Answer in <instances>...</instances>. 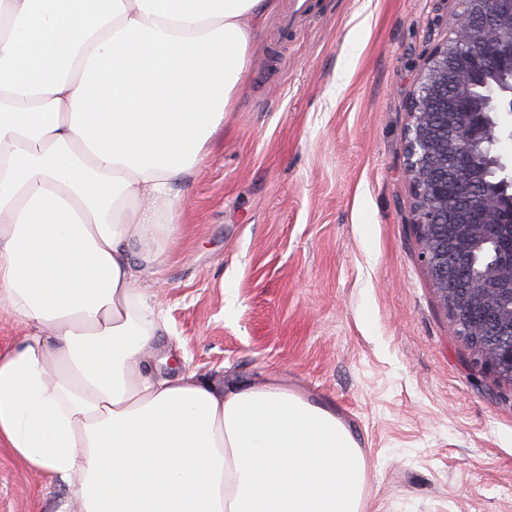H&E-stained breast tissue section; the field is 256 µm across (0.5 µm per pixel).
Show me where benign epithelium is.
Segmentation results:
<instances>
[{
  "mask_svg": "<svg viewBox=\"0 0 512 512\" xmlns=\"http://www.w3.org/2000/svg\"><path fill=\"white\" fill-rule=\"evenodd\" d=\"M455 3L448 36L432 49L427 71L410 101L406 176L413 192L411 224L420 261L458 335L475 343L478 316L494 319L501 342L473 351L476 362L512 388V290L505 295L494 288L499 282L512 283V261L491 263L465 288L452 283L468 275L460 247L500 233L499 225L490 223L491 215L511 213L512 198L493 189L486 202H477L462 180L467 156L455 145L478 134L482 124L478 114L451 102L446 112L432 111L437 95L462 73L495 68L512 72V26L500 23L501 17L512 13V0H468L465 9L463 0ZM482 42L496 44V53L483 51Z\"/></svg>",
  "mask_w": 512,
  "mask_h": 512,
  "instance_id": "7a95c632",
  "label": "benign epithelium"
}]
</instances>
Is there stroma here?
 <instances>
[{
  "label": "stroma",
  "mask_w": 512,
  "mask_h": 512,
  "mask_svg": "<svg viewBox=\"0 0 512 512\" xmlns=\"http://www.w3.org/2000/svg\"><path fill=\"white\" fill-rule=\"evenodd\" d=\"M289 0L255 26L224 124L140 287L174 372L279 379L336 412L366 460L361 512H512V388L473 365L419 259L408 102L445 0ZM66 491L0 447V512Z\"/></svg>",
  "instance_id": "1"
}]
</instances>
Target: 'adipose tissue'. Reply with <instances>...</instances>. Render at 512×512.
<instances>
[{
	"instance_id": "ef3b65f1",
	"label": "adipose tissue",
	"mask_w": 512,
	"mask_h": 512,
	"mask_svg": "<svg viewBox=\"0 0 512 512\" xmlns=\"http://www.w3.org/2000/svg\"><path fill=\"white\" fill-rule=\"evenodd\" d=\"M274 0H0V446L58 512H360L335 413L150 363L137 286Z\"/></svg>"
}]
</instances>
